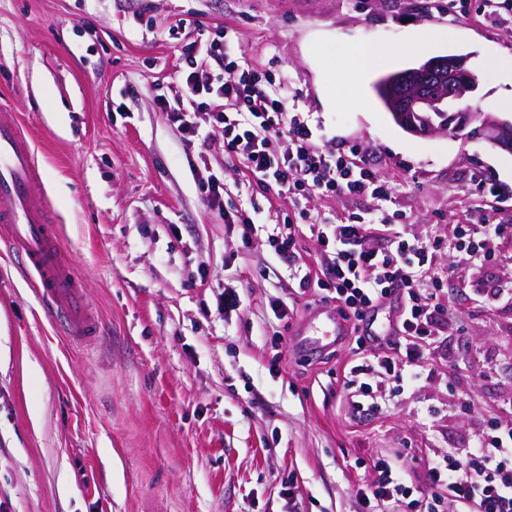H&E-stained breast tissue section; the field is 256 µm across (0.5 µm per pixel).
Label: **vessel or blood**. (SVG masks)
Wrapping results in <instances>:
<instances>
[{"label":"vessel or blood","mask_w":512,"mask_h":512,"mask_svg":"<svg viewBox=\"0 0 512 512\" xmlns=\"http://www.w3.org/2000/svg\"><path fill=\"white\" fill-rule=\"evenodd\" d=\"M41 177L37 153L15 112L0 107V228L34 282L36 293L59 333L91 344L99 324L81 281L59 245L48 198L34 195Z\"/></svg>","instance_id":"vessel-or-blood-1"}]
</instances>
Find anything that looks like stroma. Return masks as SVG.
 Listing matches in <instances>:
<instances>
[{
  "label": "stroma",
  "mask_w": 512,
  "mask_h": 512,
  "mask_svg": "<svg viewBox=\"0 0 512 512\" xmlns=\"http://www.w3.org/2000/svg\"><path fill=\"white\" fill-rule=\"evenodd\" d=\"M481 3L0 0V103L33 139L35 191L51 201L100 323L89 346L60 336L0 244V512H367L358 490L376 457L422 481L430 457L512 415V305L472 294L512 284V238L483 265L450 236L486 206L480 176L500 187L495 222L512 225V153L410 135L373 90L386 73L462 56L478 78L473 108L512 116L498 67L512 62V20L483 18ZM219 28L287 87L318 146L359 145L394 185L389 207L407 214V233L439 240L433 269L455 271L428 379H382L365 414L343 389L349 341L316 357L302 346L324 340L309 318L336 313V301L289 279L265 233L211 210L195 166L223 176L228 208L253 202L283 217L287 195L229 159L222 133L204 153L187 147L155 102L157 86L176 85L184 48ZM363 42L389 61L349 94L330 61ZM227 288L241 297L228 317L217 311Z\"/></svg>",
  "instance_id": "35a3bbf8"
}]
</instances>
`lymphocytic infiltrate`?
Listing matches in <instances>:
<instances>
[{"instance_id": "obj_1", "label": "lymphocytic infiltrate", "mask_w": 512, "mask_h": 512, "mask_svg": "<svg viewBox=\"0 0 512 512\" xmlns=\"http://www.w3.org/2000/svg\"><path fill=\"white\" fill-rule=\"evenodd\" d=\"M157 102L191 146L207 144L210 134L198 118L208 114L224 133L225 153L243 162L260 184L287 193L299 209L297 220H308L327 254L326 279L314 280L310 268L296 261L297 220L272 224L267 241L287 260L290 279L316 282L334 294L343 318L350 320L349 333L361 352L344 374L350 397H372L373 381L381 376L411 385L426 378L428 342L445 325L438 297L450 277L431 269L434 243L408 238L407 216L398 211L355 212L338 224L310 216L301 207L302 199L313 193L388 200L390 187L363 159L358 145L317 147L308 120L289 111L283 88L228 51L221 31L205 47L187 48L177 88L159 94ZM283 143L288 146L284 152L279 149ZM372 231L388 235L386 248L365 247ZM511 235V227L491 223L482 211L471 223L452 229L456 248L483 261L493 258L495 241ZM393 297L399 301L393 331L398 344L387 352L383 337L362 334L360 323L367 311ZM372 466L376 478L359 493L385 512H439L443 505L460 506L463 512H512V419L490 422L472 447L430 458L425 483L409 481L405 470L388 458H376Z\"/></svg>"}]
</instances>
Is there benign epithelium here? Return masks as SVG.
Returning <instances> with one entry per match:
<instances>
[{
	"mask_svg": "<svg viewBox=\"0 0 512 512\" xmlns=\"http://www.w3.org/2000/svg\"><path fill=\"white\" fill-rule=\"evenodd\" d=\"M465 62L460 56L438 57L385 76L382 91L393 121L417 137L433 136L450 125L473 128L476 137L512 152V118L485 116L462 103L478 83Z\"/></svg>",
	"mask_w": 512,
	"mask_h": 512,
	"instance_id": "obj_1",
	"label": "benign epithelium"
}]
</instances>
